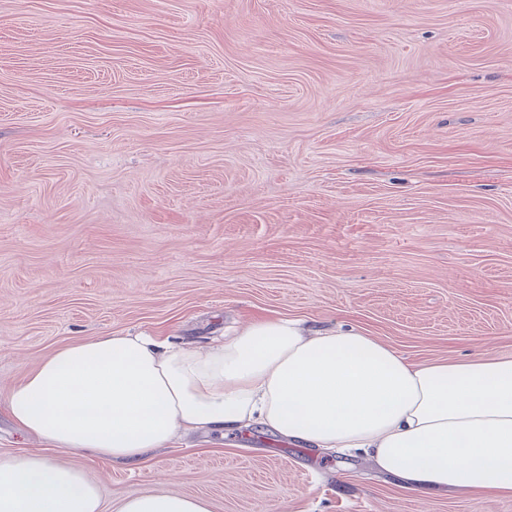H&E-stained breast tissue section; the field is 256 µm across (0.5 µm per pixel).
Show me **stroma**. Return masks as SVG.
I'll list each match as a JSON object with an SVG mask.
<instances>
[{"label":"stroma","instance_id":"stroma-1","mask_svg":"<svg viewBox=\"0 0 512 512\" xmlns=\"http://www.w3.org/2000/svg\"><path fill=\"white\" fill-rule=\"evenodd\" d=\"M352 327L512 357V0H0V401L58 348ZM102 512H512L255 425L135 465L45 447ZM117 512H212L201 497H190L166 490H155L125 500Z\"/></svg>","mask_w":512,"mask_h":512}]
</instances>
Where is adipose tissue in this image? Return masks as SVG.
Instances as JSON below:
<instances>
[{"label":"adipose tissue","mask_w":512,"mask_h":512,"mask_svg":"<svg viewBox=\"0 0 512 512\" xmlns=\"http://www.w3.org/2000/svg\"><path fill=\"white\" fill-rule=\"evenodd\" d=\"M48 447L134 464L181 432L260 425L326 449L367 452L404 487L512 496V359L415 363L355 329L276 318L199 350L152 336L65 346L7 393ZM0 512H102L98 486L40 455L0 458ZM118 512H212L155 490Z\"/></svg>","instance_id":"obj_1"}]
</instances>
